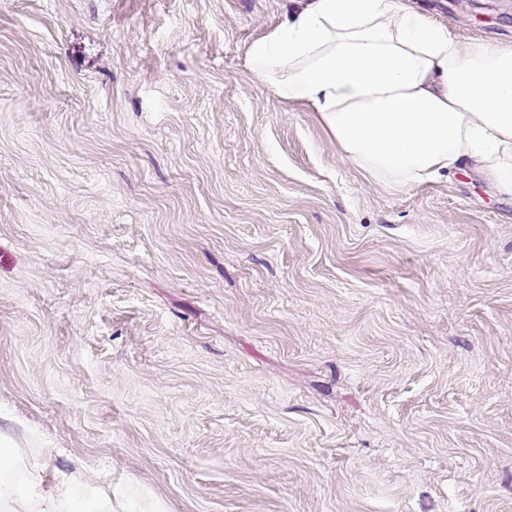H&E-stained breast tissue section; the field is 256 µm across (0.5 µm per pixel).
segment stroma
<instances>
[{
  "instance_id": "obj_1",
  "label": "stroma",
  "mask_w": 512,
  "mask_h": 512,
  "mask_svg": "<svg viewBox=\"0 0 512 512\" xmlns=\"http://www.w3.org/2000/svg\"><path fill=\"white\" fill-rule=\"evenodd\" d=\"M287 9L0 0V435L165 512H512V196L341 158L247 69Z\"/></svg>"
}]
</instances>
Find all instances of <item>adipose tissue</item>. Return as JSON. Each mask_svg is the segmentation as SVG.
Returning <instances> with one entry per match:
<instances>
[{"label": "adipose tissue", "mask_w": 512, "mask_h": 512, "mask_svg": "<svg viewBox=\"0 0 512 512\" xmlns=\"http://www.w3.org/2000/svg\"><path fill=\"white\" fill-rule=\"evenodd\" d=\"M248 71L318 112L344 158L410 184L466 167L512 194V44L462 43L408 0H291ZM0 456V512H148L90 467Z\"/></svg>", "instance_id": "adipose-tissue-1"}]
</instances>
